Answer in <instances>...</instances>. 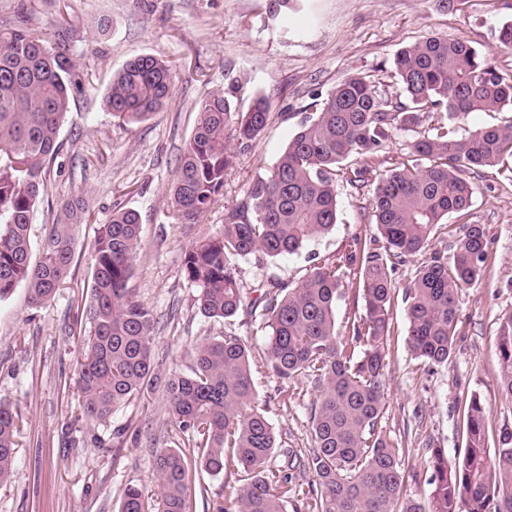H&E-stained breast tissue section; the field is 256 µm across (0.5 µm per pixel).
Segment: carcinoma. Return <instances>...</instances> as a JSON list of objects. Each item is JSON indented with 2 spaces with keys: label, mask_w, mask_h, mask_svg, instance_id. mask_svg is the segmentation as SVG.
<instances>
[{
  "label": "carcinoma",
  "mask_w": 512,
  "mask_h": 512,
  "mask_svg": "<svg viewBox=\"0 0 512 512\" xmlns=\"http://www.w3.org/2000/svg\"><path fill=\"white\" fill-rule=\"evenodd\" d=\"M52 35L33 21L25 0H18L14 17L0 22V301L24 288L35 306L49 302L64 283L74 228L89 221L81 200L59 204L45 226L40 256L33 258V215L49 195L46 173L59 149L70 96L80 87L70 53L74 32L62 11ZM392 72L406 101L382 96L360 76L337 85L312 103L315 110L302 119L273 170L254 178L243 198L224 209L222 229L184 256V274L204 316L228 320L241 312L260 313L268 328L266 367L280 381L282 397L295 396L288 383L301 374L320 387L310 408L309 455L301 459L290 449L287 466L269 468L275 433L257 398L247 345L235 335L203 338L195 345L190 373L164 381L166 408L184 434L183 446L155 451L158 497L130 486L119 512H192L193 472L200 468L218 476L230 467L241 484L229 487L217 512H285L284 499L300 491L308 512H512V429H503L497 448H488L479 397L468 403L462 459L450 461L432 450V490L424 504L407 491L404 449L378 429L389 385L395 266L425 250L448 215L468 216L473 189L462 172L512 159V124L460 136L448 122L471 112L512 109V80L469 43L446 36L401 48ZM237 91L230 82L196 107L198 120L170 189L179 224L197 223L224 197V176L234 157L226 129L244 153L266 127L268 98L260 95L240 112L233 104ZM172 92L170 64L141 55L113 74L105 104L113 119L140 122L166 105ZM433 115L438 119L430 133L415 139L406 159L390 163L379 179L369 241L354 239L341 260L326 259L296 286L245 304L238 261L291 255L329 233L337 222L336 173L362 191L391 133L411 130ZM353 156L359 165L342 167ZM140 233L137 212L119 210L92 244L90 336L78 378L81 418L90 428L109 423L152 379L154 314L129 287ZM487 238L485 225H466L452 253L434 252L405 288L407 345L430 367L448 363L454 351L458 293L480 280ZM349 268L358 280L363 314L342 334L336 302ZM495 346L499 388L512 402V311L499 318ZM19 420L11 405L0 402V482L14 468ZM297 469L313 475L305 491L295 483Z\"/></svg>",
  "instance_id": "carcinoma-1"
}]
</instances>
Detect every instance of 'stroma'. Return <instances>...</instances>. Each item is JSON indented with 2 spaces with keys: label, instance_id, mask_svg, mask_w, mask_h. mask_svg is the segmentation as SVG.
<instances>
[{
  "label": "stroma",
  "instance_id": "35a3bbf8",
  "mask_svg": "<svg viewBox=\"0 0 512 512\" xmlns=\"http://www.w3.org/2000/svg\"><path fill=\"white\" fill-rule=\"evenodd\" d=\"M80 43L75 61L83 77L60 129L50 168L54 195L41 202L33 220L40 242L57 204L82 196L88 223L74 233V258L54 298L32 306L24 289L0 301V401L21 415L16 461L0 484V512H119L127 487L156 496L153 451L180 446L178 428L165 407L162 378L190 371L193 347L203 338L232 332L261 365L267 332L246 315L205 317L196 290L183 272L186 251L219 231L224 209L242 199L246 184L272 170L301 114L346 78L359 75L383 96L403 92L391 75L395 53L407 44L443 34L467 41L512 79V50L498 46L501 23L512 21V0H67ZM111 27L100 32L96 22ZM152 54L174 68V94L160 112L138 123L113 121L104 98L112 75L128 60ZM238 81L237 106L247 110L255 94L270 102L267 125L252 150L236 156L224 177V200L197 223L170 216L169 188L197 120L196 105L229 81ZM474 193L469 220L488 230L483 280L458 295L459 336L447 365L427 368L406 344L402 301L391 310L388 400L379 427L405 448L410 493L427 495L430 456L438 448L454 459L466 446L468 401L485 407L488 447L512 428V403L499 389L495 348L499 317L512 310V172L501 167L467 174ZM338 219L326 236L299 252L239 262L245 300L263 293L268 281L299 283L323 259L347 252L353 238L373 235L371 198H355L337 181ZM141 216V246L130 285L154 313L153 353L159 382L120 407L94 444L80 420L77 362L90 326L84 313L89 294L91 246L113 210ZM278 383L255 376L258 398L279 446L270 461L286 465L285 449L312 446L309 412L318 395L314 382L297 377L298 398L284 401Z\"/></svg>",
  "mask_w": 512,
  "mask_h": 512
}]
</instances>
